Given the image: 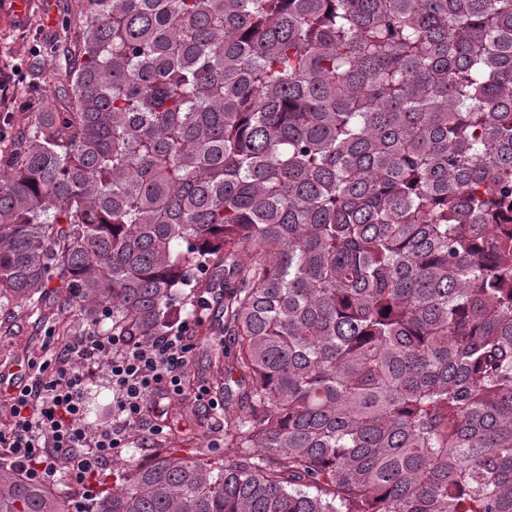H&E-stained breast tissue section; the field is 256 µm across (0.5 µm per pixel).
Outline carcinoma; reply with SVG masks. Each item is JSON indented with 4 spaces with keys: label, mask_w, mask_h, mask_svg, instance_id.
<instances>
[{
    "label": "carcinoma",
    "mask_w": 512,
    "mask_h": 512,
    "mask_svg": "<svg viewBox=\"0 0 512 512\" xmlns=\"http://www.w3.org/2000/svg\"><path fill=\"white\" fill-rule=\"evenodd\" d=\"M0 179V300L201 323L232 459L155 448L88 509L512 512V0H77Z\"/></svg>",
    "instance_id": "1"
}]
</instances>
